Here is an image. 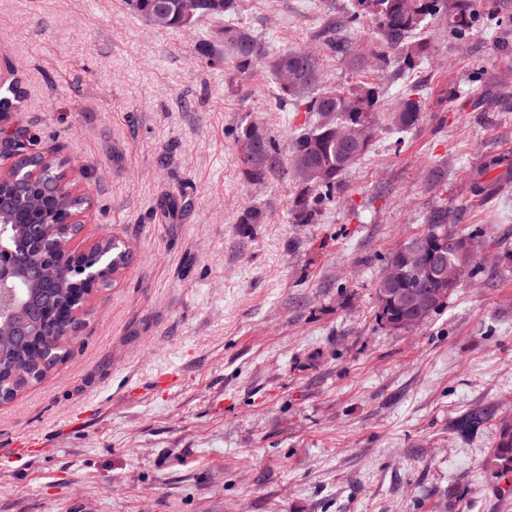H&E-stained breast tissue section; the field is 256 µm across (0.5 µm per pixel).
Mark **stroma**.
<instances>
[{
  "label": "stroma",
  "mask_w": 512,
  "mask_h": 512,
  "mask_svg": "<svg viewBox=\"0 0 512 512\" xmlns=\"http://www.w3.org/2000/svg\"><path fill=\"white\" fill-rule=\"evenodd\" d=\"M458 40L379 67L348 0H240L231 21L318 54L327 84L377 83L381 120L319 223L292 174L246 182L231 131L286 135L272 76L201 62L208 33L126 0H0V81L24 97L0 141L36 137L91 202L69 246L111 235L128 263L81 309L69 356L0 403V512H512L484 463L512 420V267L463 283L412 330L377 316L381 260L426 227L512 246V0ZM265 221L243 224L245 207ZM173 373L165 389L154 381ZM491 411L478 434L455 420ZM420 110L419 101L409 99L399 109L389 113L391 124L395 129L403 132L418 122L421 114Z\"/></svg>",
  "instance_id": "stroma-1"
}]
</instances>
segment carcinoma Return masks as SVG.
I'll use <instances>...</instances> for the list:
<instances>
[{
	"label": "carcinoma",
	"mask_w": 512,
	"mask_h": 512,
	"mask_svg": "<svg viewBox=\"0 0 512 512\" xmlns=\"http://www.w3.org/2000/svg\"><path fill=\"white\" fill-rule=\"evenodd\" d=\"M129 8L159 29L191 28L203 20L219 23L215 34L200 46L198 54L210 65L224 67L231 77L249 75L258 65H267L276 88L280 110L305 113L304 122L293 129L289 151H284L279 136L259 121L241 124L232 131L235 155L247 183L263 184L273 173L289 167L304 172L298 193L291 205L296 224H317L325 206L335 200L336 190L346 173L369 151L378 129L379 93L376 84L360 81L336 88L322 84L318 58L302 49H283L270 54L252 31L222 20L238 10V0H197L192 14L185 12L182 0H127ZM479 15V0H351L343 26L353 29L365 20L376 23L382 34L375 58L384 66L394 61L409 68L430 51L425 40L413 41L411 35L427 19L448 18V33L464 38ZM21 101L15 81L0 84V115L17 111ZM393 127L401 132L420 118L418 102L408 100L389 113ZM4 154L20 157L11 178L0 182V196L9 207L0 214V225L12 224L5 241L14 252L21 269L20 295L26 301L29 323L25 329L0 335V400L11 399L27 380H38L46 371L64 361L69 350L63 345L67 332L76 321L71 312L79 302L76 279L64 280L53 274L61 255L57 242L73 235L66 221L76 215L87 199L75 196L62 183L64 174L53 160L35 150V138L18 134L6 142ZM43 167L40 178L29 170ZM447 216L434 214L424 233L419 234L383 259L376 283L379 319L394 329L408 314L397 293L418 285L444 288L445 294L421 318L426 322L446 303L455 288L429 278L428 264L435 260L447 266L468 270L470 276L489 274L503 266H512V248L504 244L491 255H484L480 242L482 228L467 233L448 229ZM130 247L122 240L103 241L102 260L108 274L123 268ZM416 255L423 269L413 270L403 280L389 281L390 265ZM488 412L469 413L454 425L466 435L489 422ZM485 466L495 478L512 484V424L495 429L493 448Z\"/></svg>",
	"instance_id": "carcinoma-1"
}]
</instances>
